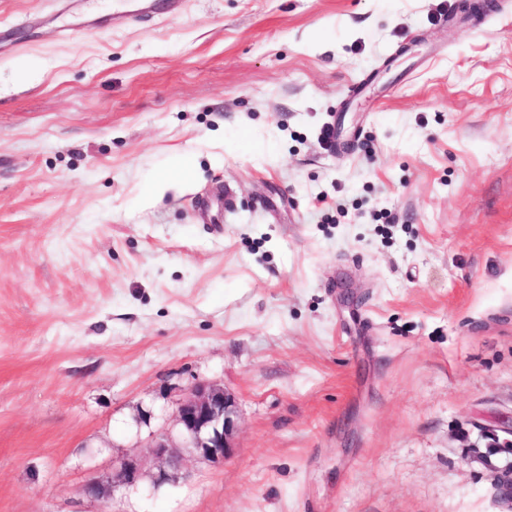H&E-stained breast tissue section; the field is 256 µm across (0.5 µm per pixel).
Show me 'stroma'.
Listing matches in <instances>:
<instances>
[{"label": "stroma", "mask_w": 512, "mask_h": 512, "mask_svg": "<svg viewBox=\"0 0 512 512\" xmlns=\"http://www.w3.org/2000/svg\"><path fill=\"white\" fill-rule=\"evenodd\" d=\"M480 2L0 0V512H512V0ZM197 382L232 453L155 482ZM116 3L112 4V25L113 27H120L127 24L130 21H136L148 17L153 13V7H163L167 10L177 11L180 8V0H151V1H163L162 3H156L153 5L142 7L136 10L126 11L128 5L125 3L126 0H115ZM195 159L194 157H183L180 161L177 177H171L163 174L156 178L153 195L158 197L165 194L167 190L177 184L187 183L194 177ZM144 472L143 459L129 455L120 459L112 472L101 473L83 485L82 491L88 497L107 501L116 489L136 484Z\"/></svg>", "instance_id": "1"}]
</instances>
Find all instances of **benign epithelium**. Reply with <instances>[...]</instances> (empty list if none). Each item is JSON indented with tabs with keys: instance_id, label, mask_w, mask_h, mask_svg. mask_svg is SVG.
I'll return each instance as SVG.
<instances>
[{
	"instance_id": "7a95c632",
	"label": "benign epithelium",
	"mask_w": 512,
	"mask_h": 512,
	"mask_svg": "<svg viewBox=\"0 0 512 512\" xmlns=\"http://www.w3.org/2000/svg\"><path fill=\"white\" fill-rule=\"evenodd\" d=\"M239 407L235 396L212 383H195L179 404L174 421L183 445L163 433L156 437L152 454L159 466L177 468L183 453L212 466L224 465L233 448ZM144 475L143 459L129 455L120 459L112 471L99 474L82 487L91 498L108 500L114 491L136 484Z\"/></svg>"
}]
</instances>
